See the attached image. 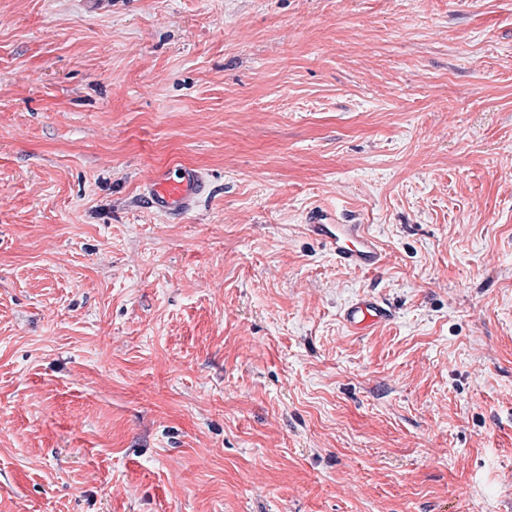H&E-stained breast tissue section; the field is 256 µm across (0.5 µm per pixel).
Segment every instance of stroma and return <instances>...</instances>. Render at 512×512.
I'll list each match as a JSON object with an SVG mask.
<instances>
[{
    "instance_id": "obj_1",
    "label": "stroma",
    "mask_w": 512,
    "mask_h": 512,
    "mask_svg": "<svg viewBox=\"0 0 512 512\" xmlns=\"http://www.w3.org/2000/svg\"><path fill=\"white\" fill-rule=\"evenodd\" d=\"M0 512H512V0H0ZM146 186L150 207L170 216L193 209L205 191L202 175L192 167L180 168L176 178L160 174ZM310 229L344 265L358 270L378 267L381 253L364 224H314ZM390 317V312L377 301L361 298L344 308L346 324L357 331L370 328Z\"/></svg>"
}]
</instances>
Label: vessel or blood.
Instances as JSON below:
<instances>
[{
    "label": "vessel or blood",
    "mask_w": 512,
    "mask_h": 512,
    "mask_svg": "<svg viewBox=\"0 0 512 512\" xmlns=\"http://www.w3.org/2000/svg\"><path fill=\"white\" fill-rule=\"evenodd\" d=\"M205 191L200 172L181 168L176 177L161 174L147 185V200L155 210L177 216L193 209ZM312 232L320 237L344 265L358 270L376 269L381 253L376 241L361 224H315ZM390 316L377 301L359 299L345 307L346 324L357 331L370 328Z\"/></svg>",
    "instance_id": "vessel-or-blood-1"
}]
</instances>
